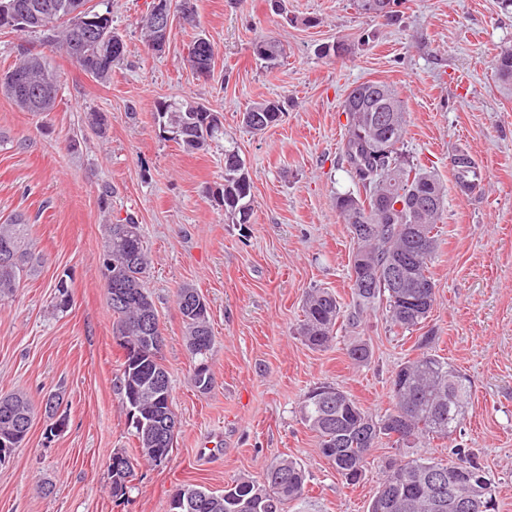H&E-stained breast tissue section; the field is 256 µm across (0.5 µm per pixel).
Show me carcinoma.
<instances>
[{"instance_id":"1","label":"carcinoma","mask_w":512,"mask_h":512,"mask_svg":"<svg viewBox=\"0 0 512 512\" xmlns=\"http://www.w3.org/2000/svg\"><path fill=\"white\" fill-rule=\"evenodd\" d=\"M64 0H0L16 13H28L40 3ZM53 42L83 71L101 82L112 78V71L123 60L124 51L108 45L85 42L81 55L74 54V44L83 35L76 18L52 17ZM253 55L266 67H274L284 55L280 41L271 34L253 43ZM495 68L498 80L512 85V49L501 51ZM27 76L34 89L57 96L59 77L49 58L38 51L26 50L11 68ZM346 140L343 156L358 186L355 193L339 194L335 208L343 223L351 228L356 248L352 252L349 277L355 296L362 306L384 305L391 322L412 331L429 317L436 292L431 274L438 246L435 229L445 208L446 193L439 178L429 167L410 161L403 152L408 113L397 90L382 81H366L354 87L345 98ZM386 113L398 115L391 125L380 120ZM282 115L280 102L257 103L242 115V125L258 134L257 126L268 129ZM157 123L163 131L179 132L175 143L194 154L211 143L225 140L224 184L221 190L224 216L233 224L249 223L252 211V182L237 147L224 132V116L186 99H171L157 109ZM456 187L475 185L478 173L473 162L454 168ZM432 199L428 209L414 203L417 195ZM403 203L400 211L392 209ZM106 234L99 270L106 290L117 284L122 288L120 303L109 300L112 308V332L123 336H148L147 330L161 333L154 304L145 287L149 257L144 247L142 226L131 216L122 224L105 225ZM0 301L13 297L24 278L35 271L38 255L30 244L29 225L17 216L0 224ZM200 299L197 289L186 285L177 291V305L185 327L186 346L194 359L192 381L198 392L208 393L214 378L209 362L214 344L209 310L190 305L186 300ZM71 279L67 274L56 278L53 311L64 313L72 307ZM341 309L334 294L324 288L307 293L300 334L315 348L328 347ZM435 337L418 340L419 353L394 371L390 384L392 408L384 419L376 421L348 393L328 383L309 389L300 402V415L318 440V449L346 483L356 484L365 465L383 438L404 444L423 439H449L456 432L461 416L471 399L470 381L438 355L432 353ZM355 364H365L370 357L366 343L360 341L347 351ZM122 407L131 419L130 394L139 391L137 415L153 419L170 412L172 387L163 394L146 390L154 371L169 377L147 342H142L140 357L132 362L121 355ZM331 388L335 397L322 402L311 394ZM35 409L22 392L0 396V439L31 429ZM139 454L155 466L160 465L153 445L134 428ZM452 469L455 482L442 490L427 483L435 469ZM308 485L307 473L293 460L271 463L257 482L240 478L217 494L202 485L181 487L182 501L167 512H286V506L303 499ZM488 488L483 471L468 455L457 453L454 460L412 459L389 466L385 478L371 501L369 512H457L459 498L480 501Z\"/></svg>"}]
</instances>
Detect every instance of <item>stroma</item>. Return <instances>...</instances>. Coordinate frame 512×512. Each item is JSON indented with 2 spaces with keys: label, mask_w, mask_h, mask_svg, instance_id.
Here are the masks:
<instances>
[{
  "label": "stroma",
  "mask_w": 512,
  "mask_h": 512,
  "mask_svg": "<svg viewBox=\"0 0 512 512\" xmlns=\"http://www.w3.org/2000/svg\"><path fill=\"white\" fill-rule=\"evenodd\" d=\"M149 0H87L111 11L125 54L110 82L49 52L60 86L52 111H22L0 91V223L24 216L41 261L0 303V393L20 390L38 411L26 444L0 464V512H166L184 484L216 492L259 477L273 461L306 469L308 491L290 512H368L390 463L446 460L455 449L485 471L498 512H512V91L493 62L512 48V7L502 0H401L389 22L353 0H194L198 26L173 23L165 49L146 53L137 20ZM273 33L286 55L272 69L255 59V38ZM215 49L210 76L186 61L194 35ZM342 42V56L319 45ZM393 85L408 112L405 150L433 167L446 189L432 272L436 302L421 330L405 331L381 307L358 306L348 275L354 241L336 194L355 191L343 160L352 87ZM190 99L223 113L253 185L249 223L224 217V146L188 154L163 140L159 101ZM283 103L264 134L243 112ZM108 117L105 134L87 116ZM468 153L479 173L460 192L451 157ZM112 197L102 198L101 184ZM134 216L151 258L146 287L163 337L162 363L178 420L167 461L139 463L124 500L110 493L115 452L135 454L121 408V351L98 269L105 223ZM69 273L74 304L53 313L57 275ZM193 286L210 307L214 387L199 393L176 303ZM326 288L343 308L335 338L309 347L298 328L307 292ZM471 382V401L448 444L383 441L357 485H346L300 420L302 395L328 382L373 419L390 409L396 367L417 355L421 333ZM367 342L368 364L350 361ZM61 395L67 428L46 438L43 397Z\"/></svg>",
  "instance_id": "obj_1"
}]
</instances>
